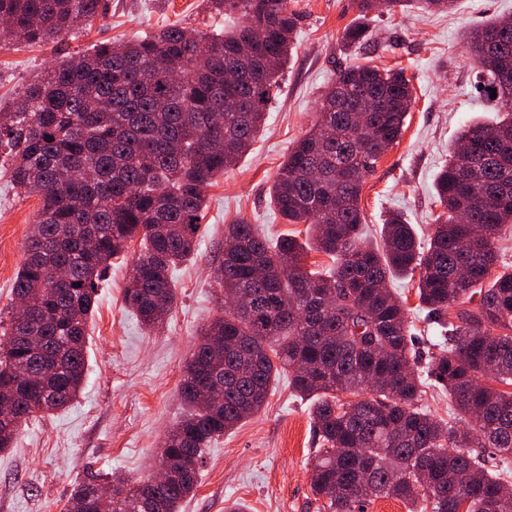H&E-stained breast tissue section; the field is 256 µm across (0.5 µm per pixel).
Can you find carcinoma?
<instances>
[{
	"label": "carcinoma",
	"mask_w": 512,
	"mask_h": 512,
	"mask_svg": "<svg viewBox=\"0 0 512 512\" xmlns=\"http://www.w3.org/2000/svg\"><path fill=\"white\" fill-rule=\"evenodd\" d=\"M237 16L219 35L172 25L145 40L103 43L27 84L0 112V154L10 179L40 190L12 293L32 317L0 332V451L37 415L66 408L86 370V324L97 283L133 238L144 247L124 300L155 328L176 301L173 270L197 252L205 191L248 153L293 48L299 15L288 0H209ZM361 17L385 5L445 13L455 0H357ZM101 0H0L5 40L56 41L100 14ZM370 39L345 29L353 51ZM481 68L479 93L502 117L464 126L434 180L441 209L428 248L399 213L382 246L362 229L361 192L400 138L412 105L402 69L351 65L322 94L313 127L288 151L271 203L289 224H307L326 272L304 264L305 247L275 243L240 219L225 225L231 250L214 267L224 296L242 301L203 329L179 384L186 415L161 456L195 459L172 483L113 482V512H179L196 489L211 441L257 414L283 370L314 399L320 447L311 489L323 512H366L393 498L407 512H512V268L488 279L494 242L512 223V20L469 29ZM368 99L370 131L351 112ZM237 104L228 112L224 103ZM419 272L418 293L443 342L418 368L404 305L386 288ZM479 297L472 308L461 301ZM224 378L208 403L199 385ZM448 390V419L422 404L425 389ZM350 394L343 402L337 395ZM99 482L78 484L65 512H87Z\"/></svg>",
	"instance_id": "1"
}]
</instances>
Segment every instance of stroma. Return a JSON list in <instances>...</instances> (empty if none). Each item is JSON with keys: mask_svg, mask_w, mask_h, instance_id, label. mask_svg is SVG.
<instances>
[{"mask_svg": "<svg viewBox=\"0 0 512 512\" xmlns=\"http://www.w3.org/2000/svg\"><path fill=\"white\" fill-rule=\"evenodd\" d=\"M104 15L65 40L0 45V111H9L23 86L70 56L101 41L144 39L177 25L205 35L223 31L224 19L207 0H103ZM300 16L295 49L280 79L263 129L248 154L216 177L205 192L206 209L196 257L176 267V301L158 328L145 330L126 308L123 292L142 250L129 241L113 259L87 324L88 366L68 407L36 419L0 452V512H65L73 488L88 473L135 480L156 469L159 446L183 417L179 382L185 359L204 323L220 314L224 290L211 273L224 256V227L237 219L268 239L306 242L305 225L289 224L270 201L280 163L311 126L317 100L342 67H402L411 80L413 105L403 133L365 181L361 207L372 241H379L388 212L403 213L427 241L439 209L434 178L450 158L460 127L490 120L496 112L476 91L479 70L466 38L469 28L512 18V0H458L450 13H370L371 37L346 55L340 39L355 24V0H288ZM39 194L10 183L0 166V320L9 321L11 292L37 218ZM417 277L398 276L388 287L406 306L420 365L434 350L435 331L419 306ZM310 403L281 372L255 416L212 441L193 497L181 512H224L238 500L247 512H317L311 491L314 450Z\"/></svg>", "mask_w": 512, "mask_h": 512, "instance_id": "35a3bbf8", "label": "stroma"}]
</instances>
